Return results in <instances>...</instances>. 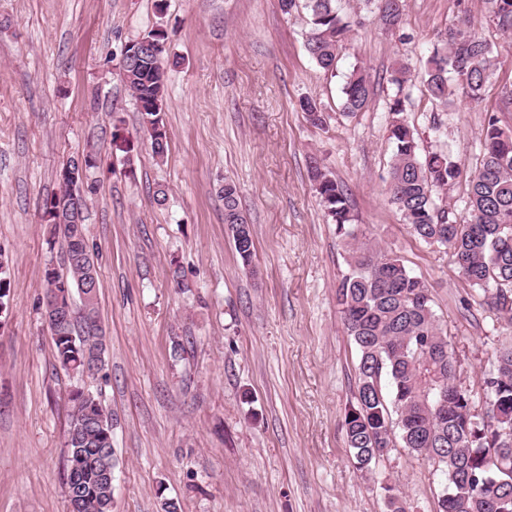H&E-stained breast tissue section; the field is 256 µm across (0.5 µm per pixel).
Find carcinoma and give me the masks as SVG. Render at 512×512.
<instances>
[{
    "label": "carcinoma",
    "instance_id": "carcinoma-1",
    "mask_svg": "<svg viewBox=\"0 0 512 512\" xmlns=\"http://www.w3.org/2000/svg\"><path fill=\"white\" fill-rule=\"evenodd\" d=\"M381 24H397L400 0H377ZM494 20L512 30V0H493ZM305 47L325 72L336 71L348 40L350 24L336 0H305ZM165 36L158 55L136 68H122L141 118L164 123L167 69ZM493 49L479 38L467 18L448 29L440 45L427 57L424 84L431 99L442 106L457 90L468 98L482 97L493 67ZM390 82L396 92L389 106V139L394 156L387 194L414 236L445 247L469 285L482 291L505 320L512 322V131L491 116L482 130L480 153L467 184L466 218L458 220L449 205L434 195L457 183L461 164L451 150L425 152L405 118L410 68L395 64ZM343 109L350 116L372 102L369 73L357 67L342 87ZM313 125L324 122L323 112L309 99L300 102ZM313 188L339 234L347 238L350 273L337 289L347 333L358 354L355 403L345 413L344 429L355 468L368 472L385 452L401 446L416 457L433 462L446 479L445 496L437 512H512V340L500 344L495 368L484 379L486 412H472L471 395L455 384L456 361L436 316L425 281L397 256L356 246L349 194L319 164L311 168ZM224 223L245 220L239 191L224 182ZM60 240L65 271L49 268L44 289L65 281L78 295V311L99 316L100 280L79 294L88 277L80 260L96 259L85 224H53ZM54 358L64 371L84 378V353L101 350L105 339L78 320L66 323L52 336ZM67 429L65 494L71 512H112L107 475L115 466L114 452L104 453L112 436L109 420L95 419L101 407L98 393L79 388L71 394Z\"/></svg>",
    "mask_w": 512,
    "mask_h": 512
}]
</instances>
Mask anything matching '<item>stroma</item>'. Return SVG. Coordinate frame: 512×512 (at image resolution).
<instances>
[{
	"label": "stroma",
	"mask_w": 512,
	"mask_h": 512,
	"mask_svg": "<svg viewBox=\"0 0 512 512\" xmlns=\"http://www.w3.org/2000/svg\"><path fill=\"white\" fill-rule=\"evenodd\" d=\"M355 25L338 68L305 48V13L280 0H0V256L11 314L0 330V512H68V395L43 321L47 268H62L44 222L73 156L95 188L87 237L98 255L107 336L93 386L112 414L114 512H385L384 485L412 512H436L445 479L395 448L357 471L343 429L357 352L336 287L346 240L312 188L318 160L350 194L361 243L424 280L457 360V383L484 413L483 379L512 334L459 275L447 249L410 234L385 193L394 146L388 82L407 63L405 116L423 149L452 146L464 179L437 191L463 209L489 117L512 128V36L489 0H403L396 26L364 0H339ZM471 16L491 44L482 98L429 99L424 62L441 32ZM165 35L168 150L155 157L120 70L126 44ZM363 66L376 84L348 117L342 87ZM313 99L325 123L299 108ZM127 142L131 153L118 150ZM239 189L255 250L244 268L224 222ZM164 188L166 199L154 192ZM224 222L225 224H236L237 220H244L246 217L240 209L239 191L232 181H225L224 188ZM247 220V219H246Z\"/></svg>",
	"instance_id": "35a3bbf8"
}]
</instances>
